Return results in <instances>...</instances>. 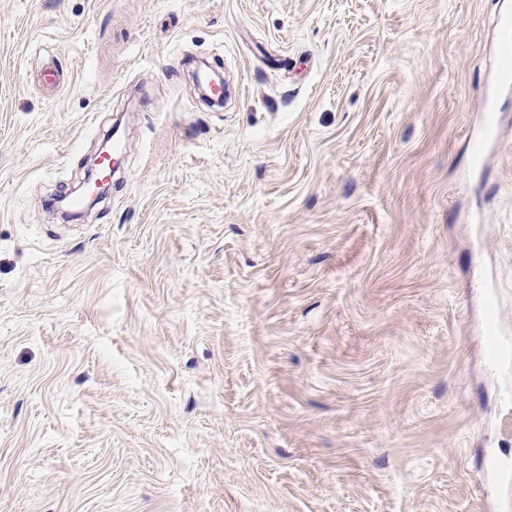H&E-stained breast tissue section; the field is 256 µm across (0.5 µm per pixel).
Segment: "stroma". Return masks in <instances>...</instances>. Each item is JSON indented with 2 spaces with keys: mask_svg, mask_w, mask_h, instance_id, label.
Returning <instances> with one entry per match:
<instances>
[{
  "mask_svg": "<svg viewBox=\"0 0 512 512\" xmlns=\"http://www.w3.org/2000/svg\"><path fill=\"white\" fill-rule=\"evenodd\" d=\"M507 8L0 0V512H512ZM500 37L496 52L494 83L498 86L512 85V14L502 13L497 21Z\"/></svg>",
  "mask_w": 512,
  "mask_h": 512,
  "instance_id": "35a3bbf8",
  "label": "stroma"
}]
</instances>
